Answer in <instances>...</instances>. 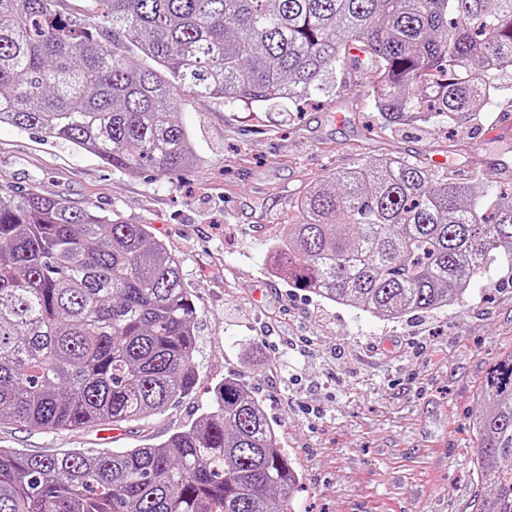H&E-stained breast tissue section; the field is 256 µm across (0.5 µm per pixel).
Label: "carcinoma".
Wrapping results in <instances>:
<instances>
[{"instance_id": "carcinoma-1", "label": "carcinoma", "mask_w": 512, "mask_h": 512, "mask_svg": "<svg viewBox=\"0 0 512 512\" xmlns=\"http://www.w3.org/2000/svg\"><path fill=\"white\" fill-rule=\"evenodd\" d=\"M109 29L57 0H0V124L114 169L197 165L175 119L185 86L225 103L336 89L356 49L379 129L467 128L512 80V0H94ZM422 161L359 163L308 187L271 246L273 272L393 320L463 306L512 260V190ZM196 305L147 224L22 190L0 196V422L118 426L195 389ZM472 415L475 512H512V352ZM297 489L263 403L233 376L167 440L87 455L0 448V512H272Z\"/></svg>"}]
</instances>
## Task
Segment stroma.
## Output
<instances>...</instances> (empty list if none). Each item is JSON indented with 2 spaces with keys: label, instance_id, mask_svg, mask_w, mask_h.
I'll return each instance as SVG.
<instances>
[{
  "label": "stroma",
  "instance_id": "obj_1",
  "mask_svg": "<svg viewBox=\"0 0 512 512\" xmlns=\"http://www.w3.org/2000/svg\"><path fill=\"white\" fill-rule=\"evenodd\" d=\"M333 95L287 104H224L184 90L177 120L196 167L161 176L115 170L72 145L0 125V195L36 189L150 225L179 258L197 307L195 390L122 425L48 431L0 424V445L31 454H95L165 441L207 408L214 386L241 379L276 425L299 477L287 512H474L477 440L470 418L494 363L512 352V262L472 277L464 306L385 320L288 286L267 259L295 200L357 162L404 157L469 181L512 186V89L457 137L382 131L353 59Z\"/></svg>",
  "mask_w": 512,
  "mask_h": 512
}]
</instances>
